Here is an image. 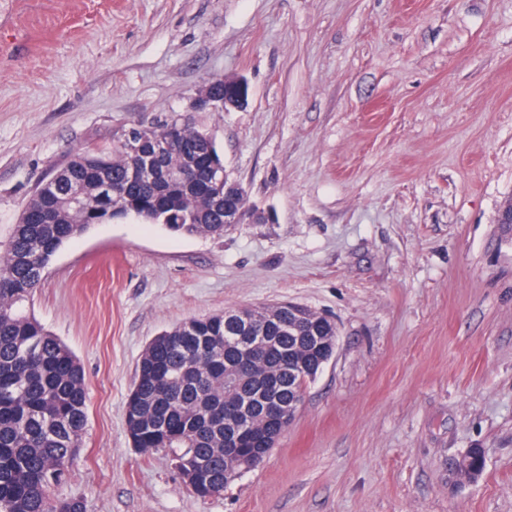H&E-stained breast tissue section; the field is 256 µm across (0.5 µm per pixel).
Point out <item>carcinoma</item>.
Returning <instances> with one entry per match:
<instances>
[{
    "instance_id": "carcinoma-1",
    "label": "carcinoma",
    "mask_w": 512,
    "mask_h": 512,
    "mask_svg": "<svg viewBox=\"0 0 512 512\" xmlns=\"http://www.w3.org/2000/svg\"><path fill=\"white\" fill-rule=\"evenodd\" d=\"M147 136L163 132L171 152L154 161L159 169L188 162L177 180L132 176L135 160L117 144L87 146L53 168L27 201L26 221L0 240V512H84L77 498H54L81 446L87 425L84 373L68 346L29 310L45 269L59 248L93 224L139 213L181 235H224V206L245 200L224 194L214 171L224 166L215 143L200 137L189 120L138 125ZM110 182L117 196L98 187ZM254 335L268 336L263 351L246 361L239 336L224 316L192 318L154 337L136 367L125 407L126 430L135 448L168 449L180 461L181 477L201 498L224 492V420L251 405L242 439L244 455L262 448L280 425L265 419L262 394L283 407L301 399L332 348L336 326L318 314L288 304L259 312ZM484 459L476 449L460 467L479 476Z\"/></svg>"
}]
</instances>
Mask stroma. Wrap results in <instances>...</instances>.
I'll return each mask as SVG.
<instances>
[{
  "mask_svg": "<svg viewBox=\"0 0 512 512\" xmlns=\"http://www.w3.org/2000/svg\"><path fill=\"white\" fill-rule=\"evenodd\" d=\"M245 109L196 112L214 78ZM189 118L247 192L223 236L132 218L31 310L81 364L84 512H512V0H0V237L54 165ZM290 302L336 351L257 468L201 498L125 405L162 331ZM485 460L460 475L470 449Z\"/></svg>",
  "mask_w": 512,
  "mask_h": 512,
  "instance_id": "stroma-1",
  "label": "stroma"
}]
</instances>
